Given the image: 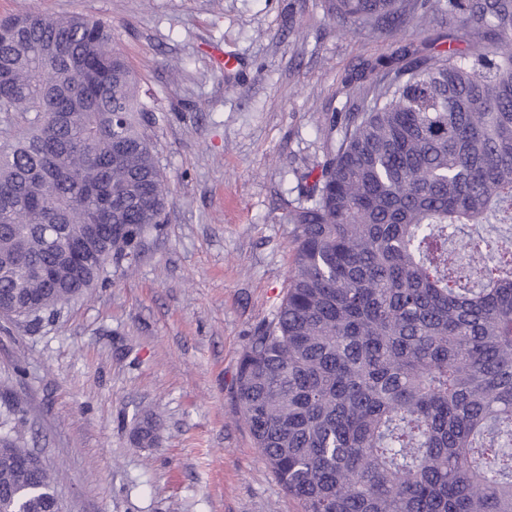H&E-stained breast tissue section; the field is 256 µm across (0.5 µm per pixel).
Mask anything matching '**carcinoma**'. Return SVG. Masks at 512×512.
Masks as SVG:
<instances>
[{
	"instance_id": "carcinoma-1",
	"label": "carcinoma",
	"mask_w": 512,
	"mask_h": 512,
	"mask_svg": "<svg viewBox=\"0 0 512 512\" xmlns=\"http://www.w3.org/2000/svg\"><path fill=\"white\" fill-rule=\"evenodd\" d=\"M341 32L448 19V50L376 62L369 102L331 117L294 225L285 297L241 356L236 396L304 512H512V0H325ZM0 316L33 322L136 262L168 187L112 28L0 20ZM100 221L78 273L47 242ZM0 413V512H51L55 478ZM5 112L0 113V143L10 141L18 132L27 125V119L32 115L21 112Z\"/></svg>"
}]
</instances>
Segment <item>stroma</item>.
Segmentation results:
<instances>
[{
    "label": "stroma",
    "mask_w": 512,
    "mask_h": 512,
    "mask_svg": "<svg viewBox=\"0 0 512 512\" xmlns=\"http://www.w3.org/2000/svg\"><path fill=\"white\" fill-rule=\"evenodd\" d=\"M22 10L111 25L156 106L146 133L173 204L91 296L0 318V405L24 416L65 512H302L235 379L286 292L283 216L330 146L325 119L361 102L395 41L338 32L322 0H0V18Z\"/></svg>",
    "instance_id": "35a3bbf8"
}]
</instances>
